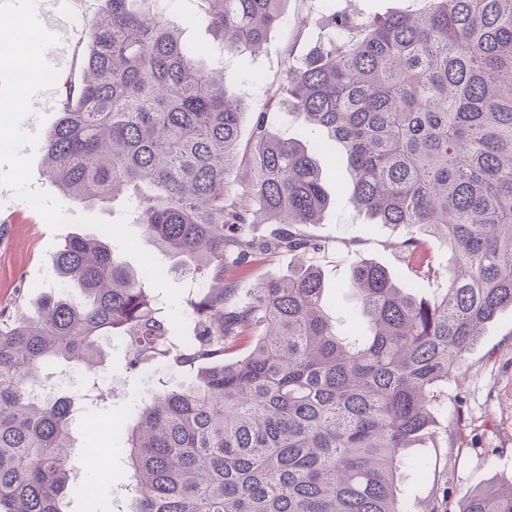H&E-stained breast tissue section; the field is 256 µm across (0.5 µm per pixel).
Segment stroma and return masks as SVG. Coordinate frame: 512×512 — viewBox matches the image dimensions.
Here are the masks:
<instances>
[{
    "label": "stroma",
    "mask_w": 512,
    "mask_h": 512,
    "mask_svg": "<svg viewBox=\"0 0 512 512\" xmlns=\"http://www.w3.org/2000/svg\"><path fill=\"white\" fill-rule=\"evenodd\" d=\"M101 0H36L37 15L45 28L58 38L46 57L59 71L60 78L79 79L86 41L84 23L98 12ZM352 7L362 16H385L422 10L424 0H286L282 19L261 46L259 52H234L224 63L235 77L234 93L245 99L241 118L242 138H249L254 120L268 105L267 90L282 78L284 50L299 18H318L329 8ZM330 204L321 223L307 225L308 234L325 241V251L313 255L311 262L322 273L326 314L337 333H344L357 317L348 287L353 265L368 259L391 271L404 287H415L424 297L443 287L440 279L416 280L403 263L399 244L406 228L375 223L355 209L346 185L349 181L344 163L324 172ZM127 200L116 199L82 205L65 202L68 215H85L113 222L126 218L140 245L162 265L167 280L180 288L179 306H187L204 281L198 276L175 273L172 261L137 224L136 211L126 210ZM96 229L68 225L51 231L43 218L26 202L16 199L12 190L0 187V309L13 313L22 308L36 316L41 296L57 291L58 281L52 268L56 252L71 237L95 238ZM288 252L257 255L250 268L239 275L241 289L255 287L266 276H284L297 265ZM104 387L111 389L109 409L77 406L72 434L76 447H85L95 437L106 453L97 461L74 459V484H94L98 489V512H130L131 502L118 481L126 469L120 430L132 423L134 408L150 386L146 376L132 374L123 367L120 346L107 350L98 371ZM436 433L415 448L410 457L421 460L424 474L410 466L398 472V487L406 512H427L438 502L442 512H459L472 491L496 482L512 480V308H504L489 322L467 356L464 367L448 385V394L438 410Z\"/></svg>",
    "instance_id": "obj_1"
}]
</instances>
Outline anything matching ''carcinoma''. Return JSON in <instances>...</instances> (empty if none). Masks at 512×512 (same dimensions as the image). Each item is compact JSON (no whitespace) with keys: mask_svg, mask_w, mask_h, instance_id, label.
<instances>
[{"mask_svg":"<svg viewBox=\"0 0 512 512\" xmlns=\"http://www.w3.org/2000/svg\"><path fill=\"white\" fill-rule=\"evenodd\" d=\"M157 2L101 0L80 80L64 82L40 150L63 195L126 192L172 269L205 270L219 287L190 301L183 342L106 238L64 244L62 288L39 315L0 313V512H66L73 490L96 512L97 488L70 485L73 396L61 380L51 398L36 390L73 368L103 406L94 359L114 338L126 370L152 376L125 429L132 512H405L406 449L433 434L480 326L512 308V0H428L372 20L334 10L326 40L286 49L270 100L341 146L355 206L411 229L401 253L420 278L440 271L419 232L453 253L431 300L357 262L363 319L344 338L311 265L239 296L257 251L324 248L303 230L328 202L322 172L265 112L241 147L234 76L209 68ZM198 2L191 23L229 53L260 48L285 0ZM243 161L247 182L233 178ZM257 224L279 233L259 242ZM459 512H512V481L472 492Z\"/></svg>","mask_w":512,"mask_h":512,"instance_id":"1","label":"carcinoma"}]
</instances>
